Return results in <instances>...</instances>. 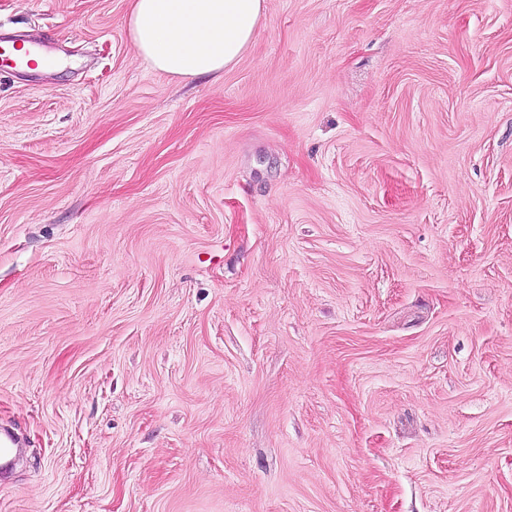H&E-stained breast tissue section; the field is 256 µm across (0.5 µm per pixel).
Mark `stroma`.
<instances>
[{
	"instance_id": "stroma-1",
	"label": "stroma",
	"mask_w": 512,
	"mask_h": 512,
	"mask_svg": "<svg viewBox=\"0 0 512 512\" xmlns=\"http://www.w3.org/2000/svg\"><path fill=\"white\" fill-rule=\"evenodd\" d=\"M130 9L0 0V512H512V0ZM264 0H132L136 54L153 69L190 81L233 66L249 47Z\"/></svg>"
}]
</instances>
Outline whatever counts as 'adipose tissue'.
<instances>
[{
  "label": "adipose tissue",
  "mask_w": 512,
  "mask_h": 512,
  "mask_svg": "<svg viewBox=\"0 0 512 512\" xmlns=\"http://www.w3.org/2000/svg\"><path fill=\"white\" fill-rule=\"evenodd\" d=\"M262 13L263 0H132L128 26L140 58L190 81L237 63Z\"/></svg>",
  "instance_id": "obj_1"
}]
</instances>
